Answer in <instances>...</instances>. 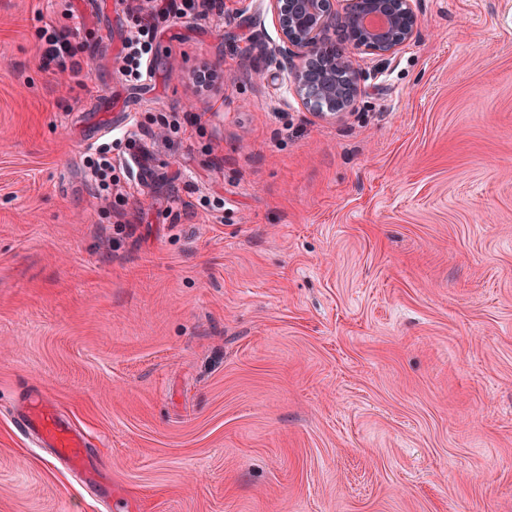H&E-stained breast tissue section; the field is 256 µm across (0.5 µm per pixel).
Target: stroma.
Masks as SVG:
<instances>
[{
  "mask_svg": "<svg viewBox=\"0 0 512 512\" xmlns=\"http://www.w3.org/2000/svg\"><path fill=\"white\" fill-rule=\"evenodd\" d=\"M130 2L0 0V512H512V0H418L336 120L271 62L265 0L159 22L128 86ZM94 105L136 119L149 184L116 153L97 197ZM33 392L94 491L15 429ZM41 41V62L43 66L48 67L51 63H58L65 65L66 58L70 59L69 70L73 78H79L82 72V65L80 61L73 60L75 57L71 50L70 42L61 37L55 31L43 30L38 34Z\"/></svg>",
  "mask_w": 512,
  "mask_h": 512,
  "instance_id": "obj_1",
  "label": "stroma"
}]
</instances>
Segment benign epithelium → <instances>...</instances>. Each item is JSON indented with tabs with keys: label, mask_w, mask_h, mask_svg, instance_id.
I'll return each instance as SVG.
<instances>
[{
	"label": "benign epithelium",
	"mask_w": 512,
	"mask_h": 512,
	"mask_svg": "<svg viewBox=\"0 0 512 512\" xmlns=\"http://www.w3.org/2000/svg\"><path fill=\"white\" fill-rule=\"evenodd\" d=\"M417 0H267L280 33L274 49L286 67L290 89L306 110L324 118H341L361 94L363 72L350 52L336 46L356 35L354 49L392 56L417 37ZM380 16L375 29L365 23Z\"/></svg>",
	"instance_id": "1"
}]
</instances>
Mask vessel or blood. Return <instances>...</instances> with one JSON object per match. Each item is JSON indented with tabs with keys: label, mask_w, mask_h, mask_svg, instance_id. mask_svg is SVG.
I'll return each mask as SVG.
<instances>
[{
	"label": "vessel or blood",
	"mask_w": 512,
	"mask_h": 512,
	"mask_svg": "<svg viewBox=\"0 0 512 512\" xmlns=\"http://www.w3.org/2000/svg\"><path fill=\"white\" fill-rule=\"evenodd\" d=\"M14 426L33 446L46 449L57 463L83 476L85 483L93 482L89 441L55 410L50 400L37 397L21 402L14 414Z\"/></svg>",
	"instance_id": "1"
}]
</instances>
